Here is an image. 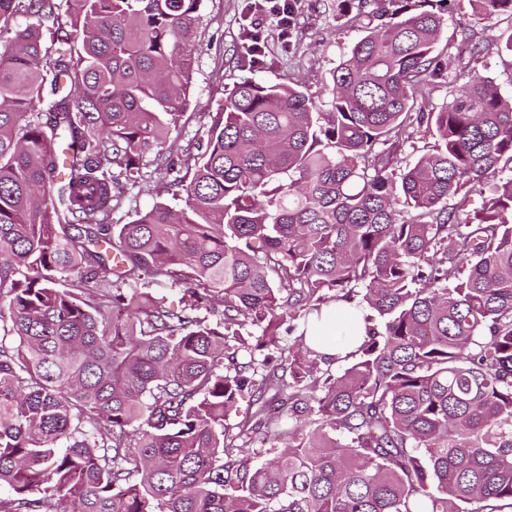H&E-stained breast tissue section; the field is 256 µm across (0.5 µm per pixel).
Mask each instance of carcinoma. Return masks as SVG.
Wrapping results in <instances>:
<instances>
[{"label": "carcinoma", "instance_id": "cac0c4a2", "mask_svg": "<svg viewBox=\"0 0 512 512\" xmlns=\"http://www.w3.org/2000/svg\"><path fill=\"white\" fill-rule=\"evenodd\" d=\"M425 2H376L329 112L236 83L197 153L155 155L184 205L114 224L184 116L201 0H0V512H512V178L448 209L512 164V96L474 75L412 112L440 71ZM158 277L179 305L136 288ZM358 295L342 373L282 343ZM435 137L424 125L414 135V138L404 143L399 152V166L404 168L407 163H413L420 156L429 152L434 145ZM509 169L510 165L508 166V168L504 169L503 172H499L495 175V177H491L488 184H485L484 186L478 187L476 188V190H473L471 193V200L473 205L469 206L464 211L455 209L460 222L464 223L465 221H468L469 218L473 217V208H479L482 202V197L488 195L489 189L491 188V185L493 183L499 182V180H506L507 178L512 176V172H510Z\"/></svg>", "mask_w": 512, "mask_h": 512}]
</instances>
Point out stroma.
<instances>
[{"label":"stroma","mask_w":512,"mask_h":512,"mask_svg":"<svg viewBox=\"0 0 512 512\" xmlns=\"http://www.w3.org/2000/svg\"><path fill=\"white\" fill-rule=\"evenodd\" d=\"M247 0H202L193 42L196 62L188 105L179 127L168 138L175 149L186 148L204 134V115L217 111L224 96L242 79L292 81L311 95L321 111L331 109V74L347 51L363 36L366 26L378 25L374 4L366 0L356 14L344 15L336 0H298V17L288 42L278 38L277 21H263L266 44L259 63H252L243 31L253 19ZM444 28L435 55L442 66L419 112L438 110L457 94L472 75L492 78L502 91H512V55L501 50L500 34L512 33V17L483 20L470 0H438ZM183 191L168 186L165 171L148 170L143 181L130 188L124 204L112 215L126 224L157 201L183 204Z\"/></svg>","instance_id":"obj_1"}]
</instances>
